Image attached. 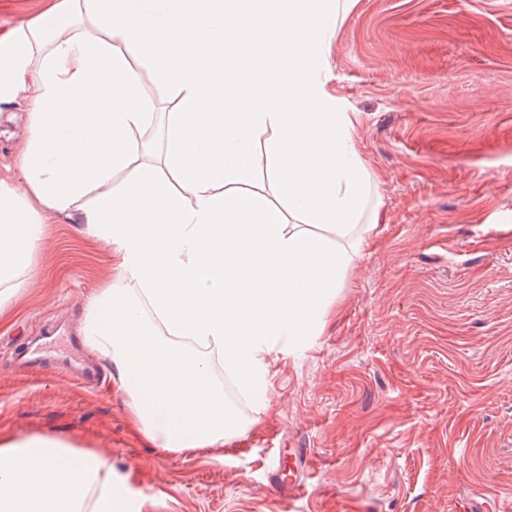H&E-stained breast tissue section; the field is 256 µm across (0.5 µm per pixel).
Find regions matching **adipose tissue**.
<instances>
[{
  "label": "adipose tissue",
  "instance_id": "obj_1",
  "mask_svg": "<svg viewBox=\"0 0 512 512\" xmlns=\"http://www.w3.org/2000/svg\"><path fill=\"white\" fill-rule=\"evenodd\" d=\"M355 3L52 0L0 35V110L30 108L19 174L0 179V308L25 288L49 217L104 242L112 284L86 302L84 345L151 447L236 438L216 366L266 403L267 354L323 328L373 241L372 180L328 85ZM136 60L175 89L176 111L144 97ZM0 512L143 504L95 450L30 438L0 446Z\"/></svg>",
  "mask_w": 512,
  "mask_h": 512
}]
</instances>
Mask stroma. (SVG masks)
I'll use <instances>...</instances> for the list:
<instances>
[{"instance_id":"stroma-1","label":"stroma","mask_w":512,"mask_h":512,"mask_svg":"<svg viewBox=\"0 0 512 512\" xmlns=\"http://www.w3.org/2000/svg\"><path fill=\"white\" fill-rule=\"evenodd\" d=\"M329 79L385 216L324 328L269 358L270 398L228 379L246 422L221 448L148 447L122 400L64 374H22L16 345L74 347L112 253L55 220L0 319V444L49 435L94 448L146 512H487L512 502V0H358ZM29 109L0 112V178L17 174ZM309 449L300 497L269 471Z\"/></svg>"}]
</instances>
